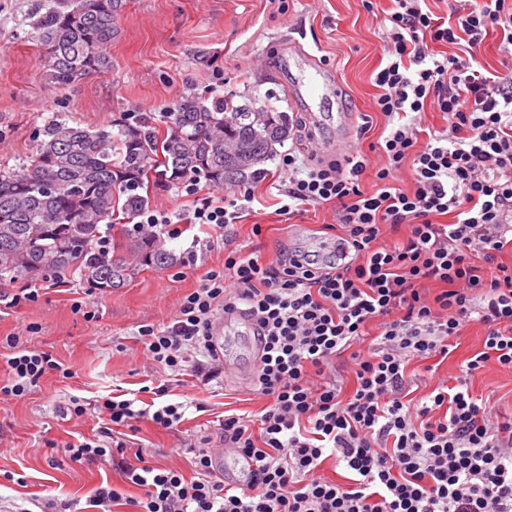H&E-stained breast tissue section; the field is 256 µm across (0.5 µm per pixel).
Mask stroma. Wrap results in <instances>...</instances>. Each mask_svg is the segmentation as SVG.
<instances>
[{
    "label": "stroma",
    "instance_id": "stroma-1",
    "mask_svg": "<svg viewBox=\"0 0 512 512\" xmlns=\"http://www.w3.org/2000/svg\"><path fill=\"white\" fill-rule=\"evenodd\" d=\"M42 2L0 0V167L16 166L35 151L38 130L49 117L65 115L92 129L129 116L158 126L183 95L208 90L251 98L297 122L307 110L372 114L369 133L347 138L354 149L368 150L385 126L374 111L379 90L373 79L382 64L388 0H373L370 10L362 0H126L110 48L111 69L66 89L50 84L29 25ZM312 61L338 80L341 99H293ZM268 169L266 179L244 187L216 190L203 184L193 195L180 188L154 190L151 210L188 222L180 238L165 242L180 255L177 266L143 267L125 287L90 296L80 274H71L61 287L42 279L36 302L0 309V336L39 324L33 344L77 372L67 380L48 374L25 397L0 399V512H40L39 500L46 495L71 502L75 512H97L92 500L105 484L137 495L111 462L79 466L47 448V441L73 442L97 427L92 417H62L59 403L72 395L93 400L147 385L153 370L135 339L139 325L168 322L179 299L199 287L206 271L223 265L226 247L266 260L285 244L320 254L330 249L333 236L319 227L335 223V207L281 215L280 169L274 161ZM247 192L254 200L227 232L189 223L198 199L231 200ZM78 301L95 311L93 321L75 312ZM484 334L474 324L455 337L436 379L459 376L465 361L481 350ZM469 387L499 413H512V370L489 366L470 378ZM172 392L174 400L192 404L179 430L141 422L133 440L146 461L179 468L189 478L194 471L188 455L173 451L179 441L202 435L219 447L225 411L252 415L261 408L242 380L218 387L179 376Z\"/></svg>",
    "mask_w": 512,
    "mask_h": 512
}]
</instances>
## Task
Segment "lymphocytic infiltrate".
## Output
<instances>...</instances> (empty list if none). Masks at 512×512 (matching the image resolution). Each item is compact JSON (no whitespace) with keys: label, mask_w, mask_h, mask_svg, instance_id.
I'll return each instance as SVG.
<instances>
[{"label":"lymphocytic infiltrate","mask_w":512,"mask_h":512,"mask_svg":"<svg viewBox=\"0 0 512 512\" xmlns=\"http://www.w3.org/2000/svg\"><path fill=\"white\" fill-rule=\"evenodd\" d=\"M390 2L386 62L374 77L386 125L370 146L383 159L373 191L360 187L366 155L313 168L295 152L281 156V213L335 203L333 259L228 251L168 322L139 326L144 355L164 373L146 388L154 402L99 397L95 434L62 448L78 465L111 461L139 487L129 500L99 488L103 512L123 500L132 512H512V415L469 390L488 365L512 369V263L499 259L512 247V65L494 74L477 61L489 32L512 45V0H463L452 24L423 11L422 0ZM435 42L458 51L437 56ZM430 108L446 125L421 148L417 132ZM405 168L410 191L397 185ZM251 202L247 194L225 205L206 197L191 221L223 229ZM447 214L453 222L440 223ZM403 227L406 238L382 243L384 230ZM428 282L441 283L440 293L428 296ZM234 314L254 322L260 350L249 392L261 411L220 423L225 453L252 464L244 484L214 479L212 450L190 443L180 451L193 477L127 464L134 422L175 430L184 420L188 406L170 401L169 377L222 382L213 336ZM475 323L485 329L483 349L461 377L409 401L417 380L410 362L447 357L451 338ZM0 359V397H23L50 373L75 375L22 332L0 336ZM340 366L352 389L335 379ZM330 459L347 482L323 477Z\"/></svg>","instance_id":"f902f5d3"}]
</instances>
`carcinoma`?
<instances>
[{"instance_id":"cac0c4a2","label":"carcinoma","mask_w":512,"mask_h":512,"mask_svg":"<svg viewBox=\"0 0 512 512\" xmlns=\"http://www.w3.org/2000/svg\"><path fill=\"white\" fill-rule=\"evenodd\" d=\"M125 0H47L30 19L50 82L66 88L112 67ZM158 134L146 119L91 130L56 115L39 130L35 152L0 168V285L25 286L78 272L101 291L125 286L143 265L166 269L180 256L148 229L110 239L120 212L149 208V188L197 178L216 189L261 181L291 136L284 112L234 96L189 93L164 115Z\"/></svg>"}]
</instances>
